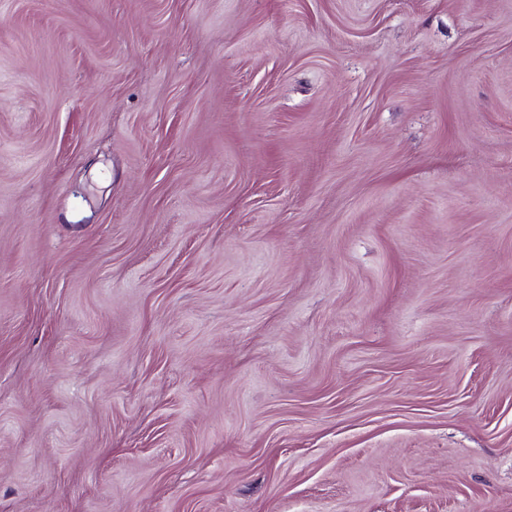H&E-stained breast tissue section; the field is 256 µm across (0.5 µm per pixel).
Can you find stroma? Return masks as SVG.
Wrapping results in <instances>:
<instances>
[{
	"mask_svg": "<svg viewBox=\"0 0 512 512\" xmlns=\"http://www.w3.org/2000/svg\"><path fill=\"white\" fill-rule=\"evenodd\" d=\"M0 512H512V0H0Z\"/></svg>",
	"mask_w": 512,
	"mask_h": 512,
	"instance_id": "obj_1",
	"label": "stroma"
}]
</instances>
